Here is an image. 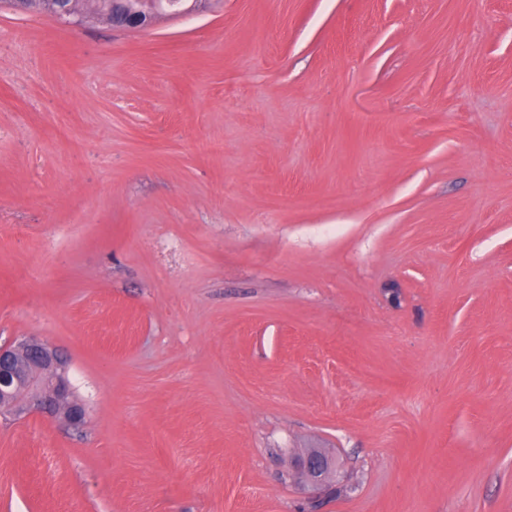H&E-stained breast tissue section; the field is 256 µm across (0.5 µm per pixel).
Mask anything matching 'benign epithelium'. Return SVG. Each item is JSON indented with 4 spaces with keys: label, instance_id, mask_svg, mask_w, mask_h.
Here are the masks:
<instances>
[{
    "label": "benign epithelium",
    "instance_id": "obj_1",
    "mask_svg": "<svg viewBox=\"0 0 512 512\" xmlns=\"http://www.w3.org/2000/svg\"><path fill=\"white\" fill-rule=\"evenodd\" d=\"M50 13L80 28L89 21H101L115 29L150 27L160 15L183 16L201 11L199 0H131L124 11L122 0H115L112 13L90 9L75 12L74 0H51ZM61 417L73 426L83 424L86 408L73 396L66 360L59 351L39 337L24 338L9 347H0V416ZM297 466L306 474L312 497L327 487L324 475L329 458L310 452Z\"/></svg>",
    "mask_w": 512,
    "mask_h": 512
}]
</instances>
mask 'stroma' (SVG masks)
Here are the masks:
<instances>
[{
    "label": "stroma",
    "mask_w": 512,
    "mask_h": 512,
    "mask_svg": "<svg viewBox=\"0 0 512 512\" xmlns=\"http://www.w3.org/2000/svg\"><path fill=\"white\" fill-rule=\"evenodd\" d=\"M25 336L87 416L0 417V512H512V0H0ZM36 2H45L48 0H32ZM113 1L112 14H101L93 9L85 11L81 14L76 13L74 9V1L72 0H52L48 1L53 4L49 11L58 19L80 28L89 21H101L115 29L124 28H142L150 27L156 18L160 15L183 16L202 11L201 2L195 0H176L164 1L167 8H163L160 1L142 0L138 2L126 1L129 3L128 14L124 11L123 5L125 1ZM296 465L306 474L307 487L310 488L312 498H316L317 495L323 493L326 489L327 481L329 480L330 487L336 476V463H334V469H331L326 477L323 479L325 473L329 469L330 461L329 458L319 452H310L304 458H302Z\"/></svg>",
    "instance_id": "stroma-1"
}]
</instances>
